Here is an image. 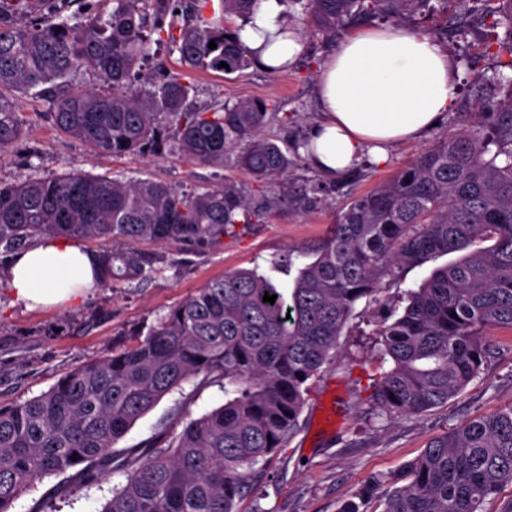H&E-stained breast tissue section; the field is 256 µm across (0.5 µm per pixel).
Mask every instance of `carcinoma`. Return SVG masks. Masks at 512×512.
Listing matches in <instances>:
<instances>
[{
	"mask_svg": "<svg viewBox=\"0 0 512 512\" xmlns=\"http://www.w3.org/2000/svg\"><path fill=\"white\" fill-rule=\"evenodd\" d=\"M78 2L76 11L71 3ZM325 39L370 17L399 25L431 0H291ZM496 24L512 54V0ZM259 0H0V151L21 134L6 96L48 103L67 136L113 157L176 151L189 162L236 166L275 185L292 164L263 136L260 99L197 108L178 74H142L152 45L190 69L235 73L251 64L230 16L250 18ZM215 41L216 48L208 47ZM226 63L229 68L219 67ZM80 70L101 84L72 83ZM473 128L435 143L373 190L352 199L314 260L283 288L249 269L209 281L151 326L135 346L86 363L40 396L0 408V512L45 476L78 481L126 474L101 512H239L250 476L299 426L309 381L336 356L356 303L401 266L460 251L477 236L488 249L434 269L384 318L389 367L373 381L377 416H420L448 403L491 355L487 331L512 328V97L477 103ZM495 146L489 153V146ZM306 195L267 196L264 208L301 206ZM258 213L231 181L185 194L153 179L72 172L0 182V257L40 236L98 243L96 282L115 288L167 268L141 242L204 251ZM277 295L275 303L264 294ZM231 398L161 434L143 449H116L134 424L191 379ZM512 486V407L460 422L431 439L398 473L372 476L339 508L368 512H485Z\"/></svg>",
	"mask_w": 512,
	"mask_h": 512,
	"instance_id": "cac0c4a2",
	"label": "carcinoma"
}]
</instances>
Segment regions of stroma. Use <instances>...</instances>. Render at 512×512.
<instances>
[{
	"label": "stroma",
	"mask_w": 512,
	"mask_h": 512,
	"mask_svg": "<svg viewBox=\"0 0 512 512\" xmlns=\"http://www.w3.org/2000/svg\"><path fill=\"white\" fill-rule=\"evenodd\" d=\"M471 0H450L447 12L409 21V28L437 39L460 68V91L454 108L421 139L390 147L383 166L369 158L344 176L329 179L309 163L302 148L310 127L320 118L315 79L332 42L304 34V50L287 71L270 74L257 66L225 75L190 70L178 54L161 52L166 71L182 75L195 89L199 107L264 100L271 117L265 135L295 157L279 190L306 191L304 207L261 212L251 224L203 253L170 242L159 246L172 265L150 279L115 288H95L75 310L58 307L28 311L12 305L6 277L0 274V407L35 398L66 372L87 362L135 345L142 334L168 311L225 272L248 268L280 285L291 284L303 263L329 238L343 207L401 170L418 154L459 129L477 125L479 98L512 96V54L502 50L506 29L485 24L472 34L445 33L447 17L470 11ZM22 136L0 151V181L26 176L51 178L84 172L119 178H152L185 193H201L230 179L245 187L253 203L270 190L260 187L246 171L225 163L213 168L188 162L173 152L115 158L89 149L61 134L46 116L45 102L13 93ZM449 253L423 264L395 269L378 291L355 307L339 338L335 361L324 366L311 386L299 417V429L283 451L266 466L260 482L261 499H247L243 512L261 506L264 512H338L360 485L378 473L399 471L435 435L495 408L512 406V329L489 330L493 352L480 377L447 405L422 417L384 420L373 416L372 384L379 375L377 337L384 313H400L407 293L431 271L456 261ZM335 403L333 424L322 421L324 407ZM224 403V391L190 380L165 396L139 419L120 442L138 448L160 432L179 434L185 419L206 414ZM126 476L107 472L91 483L67 475L36 481L14 501L11 512H101L114 488Z\"/></svg>",
	"instance_id": "35a3bbf8"
}]
</instances>
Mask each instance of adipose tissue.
<instances>
[{"instance_id":"adipose-tissue-1","label":"adipose tissue","mask_w":512,"mask_h":512,"mask_svg":"<svg viewBox=\"0 0 512 512\" xmlns=\"http://www.w3.org/2000/svg\"><path fill=\"white\" fill-rule=\"evenodd\" d=\"M240 40L255 64L272 73L287 70L303 50L280 0H260ZM458 90V68L435 39L392 25L356 30L319 66L323 116L310 130L308 156L330 177L348 171L366 151L383 164L388 146L421 137L450 111ZM96 266L91 250L46 236L14 259L6 280L15 304L67 307L94 288Z\"/></svg>"}]
</instances>
